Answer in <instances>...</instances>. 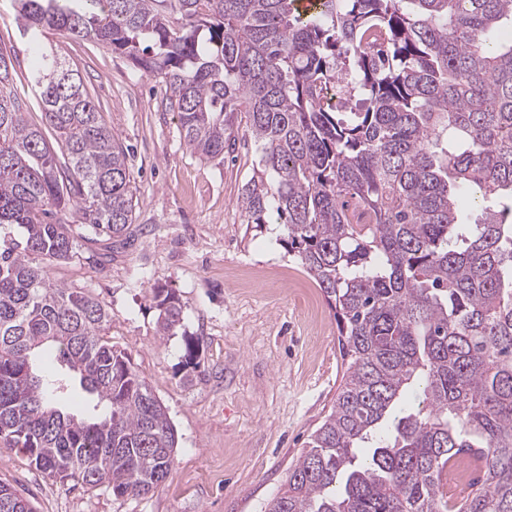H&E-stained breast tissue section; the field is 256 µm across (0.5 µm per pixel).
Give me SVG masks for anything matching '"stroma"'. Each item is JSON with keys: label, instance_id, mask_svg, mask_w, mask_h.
Here are the masks:
<instances>
[{"label": "stroma", "instance_id": "1", "mask_svg": "<svg viewBox=\"0 0 512 512\" xmlns=\"http://www.w3.org/2000/svg\"><path fill=\"white\" fill-rule=\"evenodd\" d=\"M49 38L126 147L139 201L127 244L99 264L77 254L51 275L109 311L113 345L165 405L178 445L167 481L143 497L56 481L3 440L0 483L36 512H264L336 398L343 366L333 314L284 247L282 225L245 224L237 201L259 159L245 129H235L223 162L199 159L155 77L97 42L60 31ZM0 44L15 51L22 111H38L14 0H0ZM157 286L182 305V327L165 339ZM191 340L195 369L186 364Z\"/></svg>", "mask_w": 512, "mask_h": 512}]
</instances>
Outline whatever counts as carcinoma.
<instances>
[{
    "instance_id": "cac0c4a2",
    "label": "carcinoma",
    "mask_w": 512,
    "mask_h": 512,
    "mask_svg": "<svg viewBox=\"0 0 512 512\" xmlns=\"http://www.w3.org/2000/svg\"><path fill=\"white\" fill-rule=\"evenodd\" d=\"M59 2L18 0L40 122L0 49V438L63 483L135 497L177 445L104 305L49 274L79 240H125L136 199L81 75L38 42L59 30L161 78L199 158L224 162L245 124L259 170L241 213L257 229L276 216L333 312L336 400L265 512H512V0ZM340 81L358 110L327 102ZM154 299L158 336L176 335V292ZM44 349L104 415L56 406L68 383L36 373ZM416 387L421 407L405 403ZM459 456L481 474L452 502ZM0 512L35 510L0 483Z\"/></svg>"
}]
</instances>
